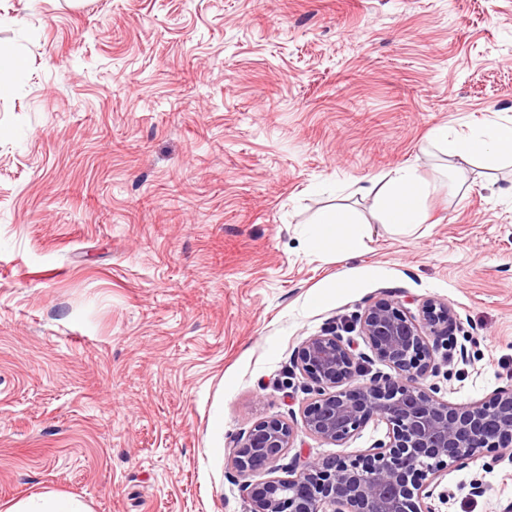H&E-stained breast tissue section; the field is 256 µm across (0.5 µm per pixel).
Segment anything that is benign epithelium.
Masks as SVG:
<instances>
[{
    "instance_id": "obj_1",
    "label": "benign epithelium",
    "mask_w": 512,
    "mask_h": 512,
    "mask_svg": "<svg viewBox=\"0 0 512 512\" xmlns=\"http://www.w3.org/2000/svg\"><path fill=\"white\" fill-rule=\"evenodd\" d=\"M453 312L430 299L422 318L385 298L368 304L360 333L375 356L399 375L366 376L353 344L335 334L312 336L298 350L297 365L312 385L303 430L340 444L373 417L388 426V441L354 463L296 457L278 477L279 461L294 447L298 430L271 417L238 437L232 448L236 476L244 479L247 512H435L427 500L447 503L441 487L449 469L487 449L512 447V386L488 401L457 407L420 385L434 367L431 336H450ZM265 471L271 477L253 483Z\"/></svg>"
}]
</instances>
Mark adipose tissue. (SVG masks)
<instances>
[{
  "label": "adipose tissue",
  "mask_w": 512,
  "mask_h": 512,
  "mask_svg": "<svg viewBox=\"0 0 512 512\" xmlns=\"http://www.w3.org/2000/svg\"><path fill=\"white\" fill-rule=\"evenodd\" d=\"M429 139L448 157L495 162L505 158L504 144L512 143V120L489 121L465 133L439 125L432 129ZM434 189V184L422 179L412 168H400L386 175L375 191L380 224L402 233L414 231L423 222L422 204ZM356 224L357 219L350 209L330 206L311 223L307 238L319 251L354 254L364 245L363 234Z\"/></svg>",
  "instance_id": "1"
}]
</instances>
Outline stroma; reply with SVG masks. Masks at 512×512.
I'll return each instance as SVG.
<instances>
[{
  "label": "stroma",
  "mask_w": 512,
  "mask_h": 512,
  "mask_svg": "<svg viewBox=\"0 0 512 512\" xmlns=\"http://www.w3.org/2000/svg\"><path fill=\"white\" fill-rule=\"evenodd\" d=\"M0 47L25 59L0 97V512H246L230 450L301 424L303 341L336 330L391 374L360 333L375 298L452 309L469 356L431 338L436 397L512 384V165L427 140L512 118V0H0ZM407 166L439 189L402 236L357 188ZM334 205L366 252L308 247ZM387 433L296 446L355 459ZM443 482L435 512L512 502L492 452ZM11 512H89L72 497L53 491L43 492L18 502Z\"/></svg>",
  "instance_id": "35a3bbf8"
}]
</instances>
